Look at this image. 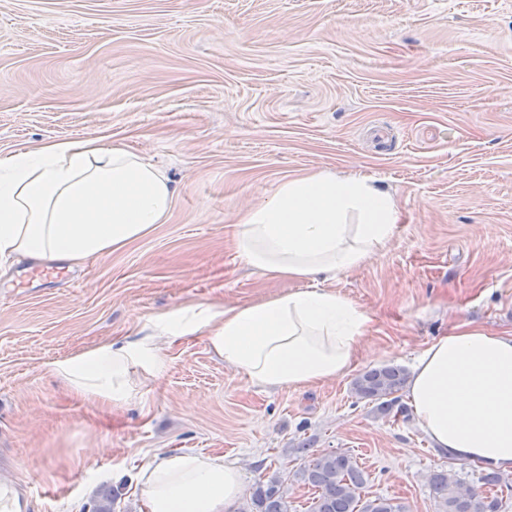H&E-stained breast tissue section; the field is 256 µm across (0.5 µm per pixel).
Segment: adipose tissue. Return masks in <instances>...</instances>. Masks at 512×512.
Listing matches in <instances>:
<instances>
[{"label": "adipose tissue", "instance_id": "ef3b65f1", "mask_svg": "<svg viewBox=\"0 0 512 512\" xmlns=\"http://www.w3.org/2000/svg\"><path fill=\"white\" fill-rule=\"evenodd\" d=\"M176 189L143 156L98 138L41 144L0 156V271L14 264L83 266L165 223ZM395 199L361 177L298 175L249 210L240 255L273 278L331 275L373 258L394 234ZM366 315L322 289L242 306L199 304L159 318L153 333L104 343L58 364L80 394L115 399L135 367L159 372L158 336L206 332L215 353L254 385L298 389L351 367ZM409 402L424 433L450 457L512 471V335L462 324L417 357ZM146 512H229L240 472L184 452L147 463Z\"/></svg>", "mask_w": 512, "mask_h": 512}]
</instances>
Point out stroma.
Here are the masks:
<instances>
[{"instance_id":"35a3bbf8","label":"stroma","mask_w":512,"mask_h":512,"mask_svg":"<svg viewBox=\"0 0 512 512\" xmlns=\"http://www.w3.org/2000/svg\"><path fill=\"white\" fill-rule=\"evenodd\" d=\"M512 0H0V155L96 137L162 167L166 223L84 267L0 277V459L33 512H146L138 473L192 451L256 484L341 450L367 495L436 512L445 469L414 413L357 398L356 375L411 369L455 326L512 333ZM368 178L400 220L376 257L330 280L273 278L233 245L238 219L288 177ZM492 233H484V225ZM323 288L368 318L352 373L252 385L207 336L156 338L162 374L127 399L72 393L57 363L140 337L172 311Z\"/></svg>"}]
</instances>
